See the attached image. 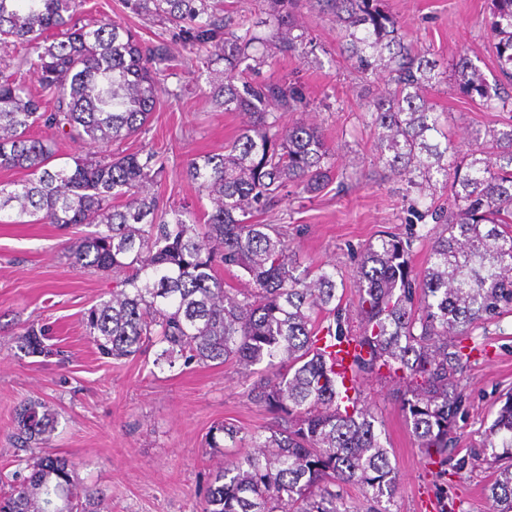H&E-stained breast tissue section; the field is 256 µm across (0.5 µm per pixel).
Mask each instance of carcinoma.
<instances>
[{"mask_svg":"<svg viewBox=\"0 0 512 512\" xmlns=\"http://www.w3.org/2000/svg\"><path fill=\"white\" fill-rule=\"evenodd\" d=\"M271 2L258 31L224 15L217 0H126L132 12L169 25L201 63H224L209 98L245 117L224 152L184 167L212 205L201 221L164 207L152 191L165 172L157 152L110 150L148 123L172 62L167 47L143 45L110 17L79 24L82 0H0V48L24 49L0 59V168L26 173L0 182V222L29 217L60 228L100 227L71 262L116 276L110 297L83 319L99 353L120 359L151 351L161 370L179 362L240 367L247 397L273 422L253 432L226 420L210 427L205 446L222 453L224 466L204 493L202 512H357L352 486L361 489L366 512H388L382 502L397 491L396 471L363 383L384 368L398 380L392 397L428 463L445 475L457 444L462 375L473 353L487 354L464 341L512 314V129L492 131L495 151L458 157L453 144L439 140L441 113L425 98L444 72L406 40L383 0H316L319 13L336 22L340 55L359 73L382 77L367 124L379 161L418 192L407 223L430 216L443 225L417 272L409 260L414 237L388 234L368 244L346 299L336 268L299 270L285 226L254 222L288 185L319 193L336 176L334 154L316 126L281 125L283 114L303 108L297 86L252 79L271 49L288 54L309 43L308 30L294 33L300 0ZM491 5L498 76L488 82L462 55L458 87L504 109L512 107V0ZM31 70L34 92L24 80ZM39 124L68 131L88 152L54 164L55 139L30 136ZM435 172L448 190V207L437 210L426 204ZM221 267L240 272L249 287L224 282ZM352 307L357 334L349 328ZM46 336L31 324L21 347L50 356ZM324 336L359 344L349 376L324 359ZM40 407L29 399L16 411L13 437L23 452L16 462L27 474L0 471V484L9 487L0 512H107L103 492L74 491L70 460L32 447L56 427ZM481 444L493 470L487 491L494 512H512V390Z\"/></svg>","mask_w":512,"mask_h":512,"instance_id":"cac0c4a2","label":"carcinoma"}]
</instances>
